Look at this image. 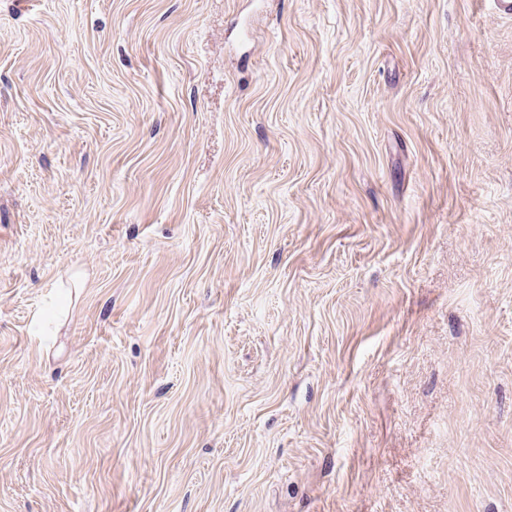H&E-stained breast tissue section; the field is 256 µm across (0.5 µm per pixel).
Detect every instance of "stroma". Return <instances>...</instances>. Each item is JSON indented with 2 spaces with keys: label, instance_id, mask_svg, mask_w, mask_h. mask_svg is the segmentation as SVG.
<instances>
[{
  "label": "stroma",
  "instance_id": "1",
  "mask_svg": "<svg viewBox=\"0 0 512 512\" xmlns=\"http://www.w3.org/2000/svg\"><path fill=\"white\" fill-rule=\"evenodd\" d=\"M0 512H512V17L0 0Z\"/></svg>",
  "mask_w": 512,
  "mask_h": 512
}]
</instances>
